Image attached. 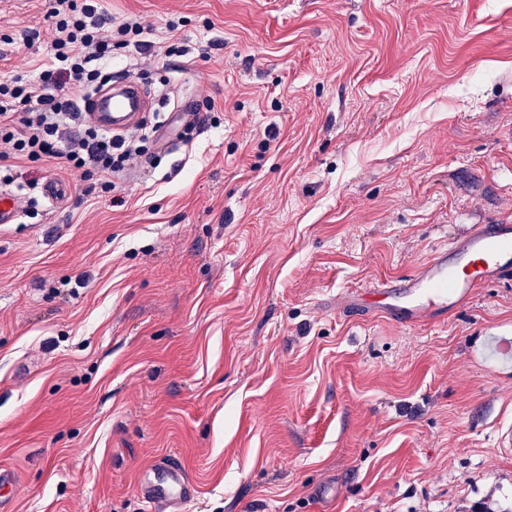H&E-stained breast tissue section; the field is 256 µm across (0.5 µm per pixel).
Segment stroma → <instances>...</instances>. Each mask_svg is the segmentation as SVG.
Here are the masks:
<instances>
[{"instance_id":"stroma-1","label":"stroma","mask_w":512,"mask_h":512,"mask_svg":"<svg viewBox=\"0 0 512 512\" xmlns=\"http://www.w3.org/2000/svg\"><path fill=\"white\" fill-rule=\"evenodd\" d=\"M147 43L114 74L207 117L115 179L17 163L0 226V488L10 512H512V280L438 326L332 310L512 219V0H104ZM47 0H0V77L51 62ZM183 55L151 56L169 20ZM63 179L65 201L41 197ZM136 491L151 512L176 511L196 497V487L180 461L164 459L139 472Z\"/></svg>"}]
</instances>
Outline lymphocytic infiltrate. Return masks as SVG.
I'll return each mask as SVG.
<instances>
[{
  "label": "lymphocytic infiltrate",
  "mask_w": 512,
  "mask_h": 512,
  "mask_svg": "<svg viewBox=\"0 0 512 512\" xmlns=\"http://www.w3.org/2000/svg\"><path fill=\"white\" fill-rule=\"evenodd\" d=\"M45 18L52 67L33 80H0V183L14 182L13 161H42L81 172L91 192L111 195L113 176L138 163L153 128L115 136L93 126L78 105L111 82L113 55L141 46L149 26L139 17L111 21L101 0H49Z\"/></svg>",
  "instance_id": "lymphocytic-infiltrate-1"
}]
</instances>
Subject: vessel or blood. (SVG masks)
<instances>
[{
  "label": "vessel or blood",
  "instance_id": "obj_1",
  "mask_svg": "<svg viewBox=\"0 0 512 512\" xmlns=\"http://www.w3.org/2000/svg\"><path fill=\"white\" fill-rule=\"evenodd\" d=\"M149 106L148 88L133 79L110 85L82 103L92 124L112 133L137 126ZM510 275L512 222L474 224L449 239L411 275L342 292L336 307L350 312L368 308L402 325L439 323L466 305L476 289ZM136 491L147 512H176L197 493L182 463L171 458L142 469Z\"/></svg>",
  "mask_w": 512,
  "mask_h": 512
}]
</instances>
